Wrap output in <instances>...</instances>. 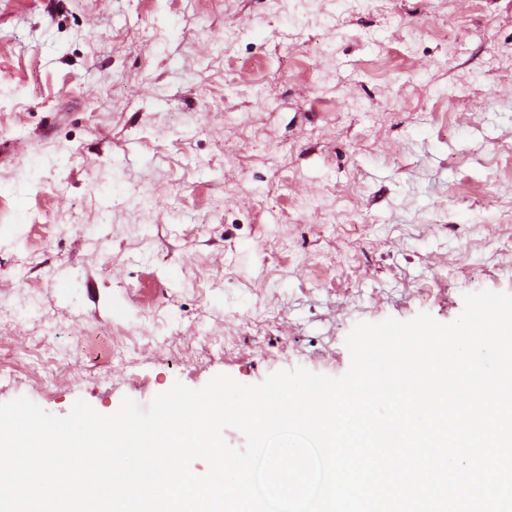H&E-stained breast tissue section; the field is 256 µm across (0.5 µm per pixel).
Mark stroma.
<instances>
[{"label":"stroma","mask_w":512,"mask_h":512,"mask_svg":"<svg viewBox=\"0 0 512 512\" xmlns=\"http://www.w3.org/2000/svg\"><path fill=\"white\" fill-rule=\"evenodd\" d=\"M512 292V0H0V403L350 365ZM28 312L15 322L16 310Z\"/></svg>","instance_id":"obj_1"}]
</instances>
